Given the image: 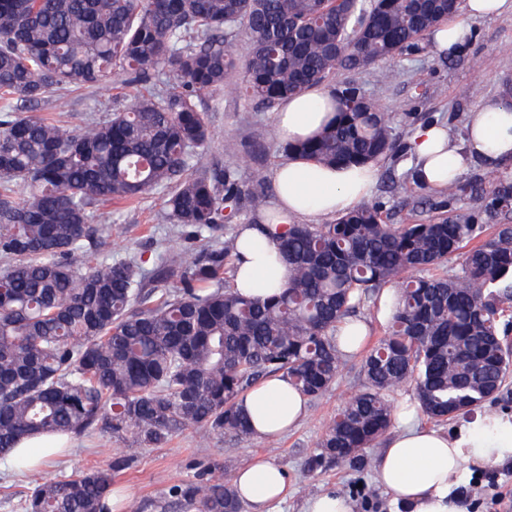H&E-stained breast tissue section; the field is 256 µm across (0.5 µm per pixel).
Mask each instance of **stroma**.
<instances>
[{"instance_id":"stroma-1","label":"stroma","mask_w":512,"mask_h":512,"mask_svg":"<svg viewBox=\"0 0 512 512\" xmlns=\"http://www.w3.org/2000/svg\"><path fill=\"white\" fill-rule=\"evenodd\" d=\"M467 24L471 39L457 55L443 56L425 48L395 62V76L389 82L382 80L378 65L353 73L340 70L336 78L354 80L367 95L387 106L398 124L439 121L449 126L453 136H461L468 112L479 101L505 95L512 88V13L471 18ZM468 85L478 86L476 97L463 96L462 90ZM133 94V88L118 83L106 91L67 87L47 93L34 112H54L57 101L65 100L68 107L60 114L61 123L76 131L91 116L123 108ZM209 106L212 140L203 166H233V159L224 152V140L236 139L255 148L265 186L274 190L275 171L285 159L275 133V110L220 91L210 96ZM409 172L403 158L386 160L379 167L369 197L370 202L384 203L394 224L425 222L434 215L428 206H416L391 191L392 181ZM164 211L158 194L144 196L133 204L105 207L106 220L126 226L127 233L106 241L98 259L134 256L142 260L146 270H153L167 247L182 242L179 227L166 221ZM363 359L360 353L347 357L332 389L310 400L304 420L274 442L186 430L164 447L142 448L132 437L115 438L94 431L71 437L66 453L37 474L21 461L0 457V512H24V495L33 476L64 480L89 468L111 471L126 504L136 505L138 512H185L180 505L181 488L190 483L231 481L237 469L257 456L272 459L288 471V493L273 512H302L308 497L326 490L348 494L356 505L355 512H392L387 496L375 481L377 448L366 449L358 460L340 466L319 457L318 443L326 425L363 382ZM506 466L512 468L511 459L482 471L471 468L462 472L458 483L468 490L466 512H512V475L502 473Z\"/></svg>"}]
</instances>
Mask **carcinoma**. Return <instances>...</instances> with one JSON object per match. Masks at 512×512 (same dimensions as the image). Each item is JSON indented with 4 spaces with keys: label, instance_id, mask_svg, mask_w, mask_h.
<instances>
[{
    "label": "carcinoma",
    "instance_id": "1",
    "mask_svg": "<svg viewBox=\"0 0 512 512\" xmlns=\"http://www.w3.org/2000/svg\"><path fill=\"white\" fill-rule=\"evenodd\" d=\"M457 0H0V456L24 438L95 430L160 447L188 429L250 437L238 406L260 378L282 374L309 398L336 382L339 327L388 285L398 304L362 363L363 384L327 425L325 459L352 461L392 423L388 392L412 383L437 422L500 393L512 372V181L448 183L428 222L390 224L364 203L279 237L292 270L265 300L234 285L238 224L276 218L264 180L239 169L189 172L211 142L217 89L267 108L314 86L336 98V120L283 147L326 165L391 158L408 125L336 71H358L422 49ZM246 37L244 55L233 50ZM124 76L132 105L79 132L31 114L54 87ZM168 191L166 218L198 239L147 271L140 259H72L121 238L101 207ZM469 198L478 214L447 213ZM464 251L461 267L448 260ZM494 286L496 292L487 291ZM25 512H112V471L32 481ZM198 512H244L232 486L180 491Z\"/></svg>",
    "mask_w": 512,
    "mask_h": 512
}]
</instances>
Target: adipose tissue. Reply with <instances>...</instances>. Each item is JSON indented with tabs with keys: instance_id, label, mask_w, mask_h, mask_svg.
Returning <instances> with one entry per match:
<instances>
[{
	"instance_id": "adipose-tissue-1",
	"label": "adipose tissue",
	"mask_w": 512,
	"mask_h": 512,
	"mask_svg": "<svg viewBox=\"0 0 512 512\" xmlns=\"http://www.w3.org/2000/svg\"><path fill=\"white\" fill-rule=\"evenodd\" d=\"M336 116V102L327 90L310 88L282 102L276 131L285 143L314 137ZM490 163L512 160V104L487 99L468 114L463 141L446 127L420 124L413 132L406 160L427 190H444L461 178L474 160ZM378 176L374 166L326 167L290 155L274 175L275 207L285 223L310 216L333 217L364 202ZM289 271L276 260L274 243L253 225L238 228L234 284L238 292L266 298L287 285ZM251 433L272 438L294 428L307 412V398L283 376L253 385L241 398ZM403 412L400 425L376 462V480L399 512H462L453 486L465 466L477 468L512 459V413L497 412L464 420L451 430L431 429ZM234 489L251 512H268L283 500L288 487L285 469L260 458L240 469Z\"/></svg>"
}]
</instances>
